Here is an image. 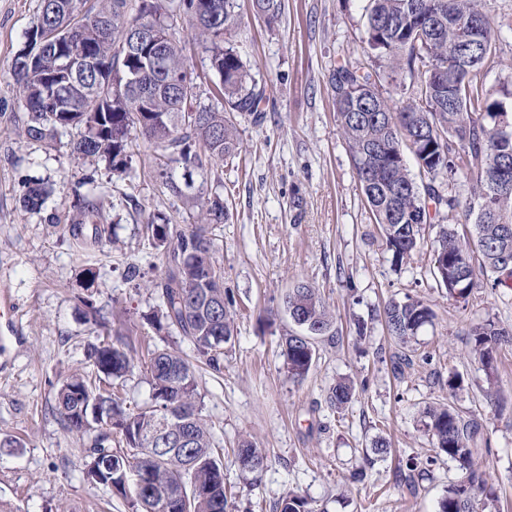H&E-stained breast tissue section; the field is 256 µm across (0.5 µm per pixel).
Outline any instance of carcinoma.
Segmentation results:
<instances>
[{
  "label": "carcinoma",
  "mask_w": 512,
  "mask_h": 512,
  "mask_svg": "<svg viewBox=\"0 0 512 512\" xmlns=\"http://www.w3.org/2000/svg\"><path fill=\"white\" fill-rule=\"evenodd\" d=\"M36 23L26 33L24 46L14 57L13 74L20 84L27 110L26 134L37 140L77 129L71 152L83 158L102 159L110 170L127 171V149L132 135L158 145L164 157L184 169V184L161 168L159 176L169 192L198 209V221L189 228L167 218L147 225L155 244L164 248L166 271L155 284L161 300L158 319L176 329L193 345V358L171 347L148 353L146 373L152 388L151 403L130 412L120 398L106 390H93L80 375L63 383L57 394V410L67 429L89 437L86 448L88 476L104 472L102 462L114 452L145 448L141 432H156L163 409L171 406L193 416L186 449L156 441L153 455L144 460L151 469L156 502L135 498L138 512H183L163 498L193 464L194 477L204 494L193 499L191 512H229L231 503L224 484L221 462L213 448L211 428L198 406L194 362L215 371L224 366V351L210 337L234 336V326L224 301V276L213 260L211 228L224 223L228 213L219 193L192 192L193 172L203 169L202 147L208 157L224 160L239 149L234 113L259 117L265 91L252 77L249 66L225 45L224 34L238 21L237 0H41ZM363 43L371 68L346 62L329 74L338 126L350 150L361 192L381 228L385 243L397 263L411 255L423 241L422 226L431 223L423 196L435 209L446 207L458 214L457 223L471 225L460 235L455 228L439 225L434 240L432 273L448 288V295L466 297L487 279L497 287L512 280V185H498L495 164L512 161V117L505 98L492 97L486 85L488 69L496 57L497 34L486 21L480 40L468 53V70L451 78L448 61L460 55L458 31L481 11L479 0H368ZM253 14L274 25L282 14L283 0H252ZM185 18L209 54L210 68L218 77L216 103L193 107L197 84L189 73L183 47L172 33V21ZM149 25L161 37L160 64L150 65L155 50L132 43L134 29ZM47 42L46 55L34 57L38 44ZM86 51L96 68L78 76L68 72L66 58ZM389 68L405 70L419 81L401 86V101L393 103L380 92L376 76ZM139 78L124 85L128 71ZM171 75L187 78L185 89L171 88ZM428 179L420 189L406 165L405 152ZM470 183V200L445 196L436 181ZM47 191L30 184L22 197L24 208L35 211L45 203ZM101 206L80 196L69 220L70 234L85 237L92 225L94 241L108 233L98 223ZM288 316L304 315L301 333L285 338L283 356L288 373L304 377L315 357V345L307 339L308 327L321 336L333 335V318L316 289L300 283L288 292ZM433 318L432 309L418 299L392 301L384 309L385 326L401 342L417 334ZM472 353L494 385L499 349L512 344V329L487 320L473 327ZM88 360L96 373L118 379L131 369V358L122 342L94 344ZM354 386L340 381L330 403L346 407ZM428 430L435 447L466 470L465 477L448 486L441 512H473L475 498L487 488L484 473L474 467L478 449L472 447L481 425L464 420L451 408L427 411ZM243 471L258 473L265 467V453L248 441L237 449ZM275 512H313L306 499L292 493L274 504Z\"/></svg>",
  "instance_id": "1"
}]
</instances>
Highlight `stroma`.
Segmentation results:
<instances>
[{"instance_id": "stroma-1", "label": "stroma", "mask_w": 512, "mask_h": 512, "mask_svg": "<svg viewBox=\"0 0 512 512\" xmlns=\"http://www.w3.org/2000/svg\"><path fill=\"white\" fill-rule=\"evenodd\" d=\"M240 20L226 36L250 65L267 100L261 120L236 117L235 156L205 159L194 174L204 192L223 193L228 221L212 229L214 260L224 271L234 338L224 367H201L198 402L223 451L224 482L236 492L235 512H272L294 493L316 512H438L449 485L463 473L433 445L429 408L445 405L477 420V459L490 474L489 496L476 512H512V346L497 355L498 397L486 399V372L471 354V326L487 320L512 328V288L483 281L467 300L449 298L430 273L435 237L395 263L368 209L347 143L336 123L328 77L336 62L362 58L367 0H284L274 26L239 0ZM499 39L492 92L512 85V0H482ZM41 0H0V285L14 310L0 319V512H132L129 498L87 475L84 439L65 429L56 394L71 374H93L89 344L104 332L132 349L133 369L115 385L129 410L150 401L146 350L191 343L151 321L160 300L163 252L146 226L157 214L188 227L197 220L156 177L162 151L143 139L129 149L128 171L72 156L76 131L54 141L24 133L27 114L12 60L36 22ZM173 35L199 84L198 102L212 100L217 81L207 52L185 20ZM51 193L41 212L20 204L29 180ZM92 182L110 228L107 241L73 240L67 231L75 193ZM138 266L141 287L127 279ZM96 277L93 303L108 319L92 321L79 298L81 274ZM317 288L333 316L335 337L316 339L308 374L292 378L282 344L296 327L284 298L298 282ZM425 301L432 323L400 342L384 327L389 300ZM413 364L397 372L392 358ZM350 378L356 395L330 404L336 382ZM461 386L449 390V380ZM250 441L267 457L259 474L243 472L236 449ZM389 452L374 456L377 442ZM373 456L364 482L351 472Z\"/></svg>"}]
</instances>
